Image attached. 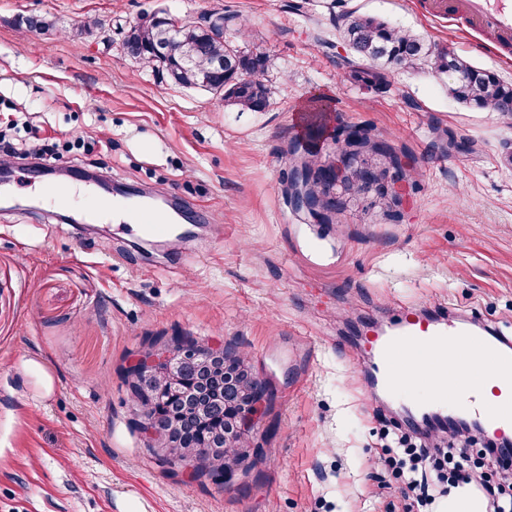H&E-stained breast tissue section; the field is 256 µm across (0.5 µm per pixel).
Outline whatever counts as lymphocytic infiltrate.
<instances>
[{
  "label": "lymphocytic infiltrate",
  "instance_id": "1",
  "mask_svg": "<svg viewBox=\"0 0 512 512\" xmlns=\"http://www.w3.org/2000/svg\"><path fill=\"white\" fill-rule=\"evenodd\" d=\"M383 445L370 474L396 487L405 512H429L436 500L460 485H475L487 512H504L512 501V447L486 436H470L462 447L439 434L395 425L382 432Z\"/></svg>",
  "mask_w": 512,
  "mask_h": 512
}]
</instances>
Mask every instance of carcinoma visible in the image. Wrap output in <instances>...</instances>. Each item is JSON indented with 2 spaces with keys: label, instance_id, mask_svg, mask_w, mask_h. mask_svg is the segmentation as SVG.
I'll list each match as a JSON object with an SVG mask.
<instances>
[{
  "label": "carcinoma",
  "instance_id": "cac0c4a2",
  "mask_svg": "<svg viewBox=\"0 0 512 512\" xmlns=\"http://www.w3.org/2000/svg\"><path fill=\"white\" fill-rule=\"evenodd\" d=\"M340 23L343 42L354 58L361 61L355 65L344 59L348 76L366 88L385 91L390 78L398 70H418L424 67L438 74L448 75V94L456 101L479 109L499 112L507 102H512V84L502 81L495 73L473 66L459 58L446 46L427 43L413 32L392 25L373 16L344 12L336 16ZM184 43L194 48L193 61L185 63L169 58L165 61L155 55V49L165 41ZM123 50L137 55L138 59L153 65L178 85L193 88L200 73L211 71L213 61L224 57V69L212 71L216 85L224 87V103L241 112H262L269 105L265 76L268 57L264 53L254 54L232 42H221L201 28L183 23L167 26L156 19V14H145L130 25L124 34ZM327 133V123L320 117L312 119L302 137L292 142L290 155L293 166L290 178L298 173L296 163H302L305 171L323 172L320 141ZM337 150L347 153L364 147H375L393 161H400L395 150L386 143L373 138L370 129L364 126L336 124L331 134ZM181 396L154 397L149 401L150 415L165 420L178 409ZM221 425L216 420L212 426L185 430L179 440L187 448H205L220 452L221 441L215 429Z\"/></svg>",
  "mask_w": 512,
  "mask_h": 512
}]
</instances>
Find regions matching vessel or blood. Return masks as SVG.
<instances>
[{
    "instance_id": "1",
    "label": "vessel or blood",
    "mask_w": 512,
    "mask_h": 512,
    "mask_svg": "<svg viewBox=\"0 0 512 512\" xmlns=\"http://www.w3.org/2000/svg\"><path fill=\"white\" fill-rule=\"evenodd\" d=\"M448 9L465 17L471 29L492 34L498 46L512 43V0H453L449 5L444 0H432V16H442ZM77 199L99 223L119 217L116 231L125 236L162 237L173 230L164 219L123 199L107 205L89 190ZM362 347L374 359L375 382L388 395L410 399L409 376L418 370L427 374L434 390L417 408L421 419L435 425L445 424L448 418L445 386L456 390L463 386L462 381H449L450 367L467 352L490 359L487 378L493 384V399L470 408L469 413L482 423L489 437L512 441L511 338L484 334L448 309L433 312L423 305L403 301L387 325L374 335L363 337Z\"/></svg>"
}]
</instances>
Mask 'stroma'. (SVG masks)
<instances>
[{"mask_svg": "<svg viewBox=\"0 0 512 512\" xmlns=\"http://www.w3.org/2000/svg\"><path fill=\"white\" fill-rule=\"evenodd\" d=\"M220 8L270 59L265 111L157 78L119 48L140 15ZM344 11L512 84V47L428 19L423 0H0V132L12 118L55 138L72 187L88 169L75 142L111 139L103 176L162 193L198 227L158 254L109 224L61 223L26 179L0 197V512H385L392 495L368 474L383 420L406 412L364 384L360 332L417 299L512 337V118L457 102L428 69L395 72L382 93L352 81ZM91 20L112 46L76 37ZM320 108L405 152L397 220L365 200L327 224L291 206L295 117ZM178 334L235 348L274 392L260 459L223 486L162 464L133 423L126 368Z\"/></svg>", "mask_w": 512, "mask_h": 512, "instance_id": "obj_1", "label": "stroma"}]
</instances>
